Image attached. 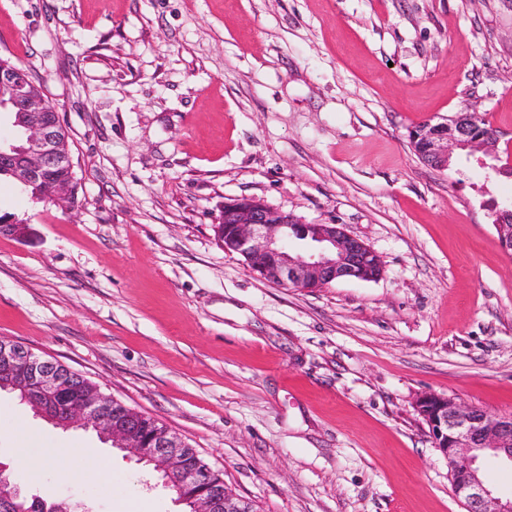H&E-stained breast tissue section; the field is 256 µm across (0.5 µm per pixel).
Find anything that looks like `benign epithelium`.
I'll return each mask as SVG.
<instances>
[{"instance_id": "7a95c632", "label": "benign epithelium", "mask_w": 512, "mask_h": 512, "mask_svg": "<svg viewBox=\"0 0 512 512\" xmlns=\"http://www.w3.org/2000/svg\"><path fill=\"white\" fill-rule=\"evenodd\" d=\"M30 75L23 69L0 67V98L8 94L13 113L24 121L19 146L0 145V166L26 186L43 190L44 200L69 211L75 196L71 186L51 180L59 167H73L70 153L59 146L61 127L54 104L35 95ZM478 113L467 107L454 116L413 130L411 144L427 165L445 171L470 150L494 160L491 170L512 168V151L499 156L500 134L475 136ZM224 250L246 259L261 279L295 288H325L341 279L376 281L383 272L378 256L340 224H302L288 212L256 199L224 205ZM304 241V252L290 251V238ZM19 393L20 400L63 429H92L112 441L139 463L156 465L166 486L196 489L189 512H246L245 500L230 493L224 482L205 476L192 464L186 443L171 430L146 437L138 423L117 400L82 382L65 364L44 358L21 343L0 336V392ZM435 448L448 463V478L466 512H512V498L495 495L481 475L477 461L492 455L512 463V414L499 415L470 407L436 393H424L415 402ZM0 484V512H19L24 500L19 487L7 478Z\"/></svg>"}]
</instances>
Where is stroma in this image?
<instances>
[{
    "label": "stroma",
    "instance_id": "1",
    "mask_svg": "<svg viewBox=\"0 0 512 512\" xmlns=\"http://www.w3.org/2000/svg\"><path fill=\"white\" fill-rule=\"evenodd\" d=\"M70 137L72 212L0 179V336L178 433L258 512H466L415 409L512 414V178L439 171L410 130L468 106L512 138V0H0V58ZM251 197L340 224L374 282L260 279L212 231ZM35 447L98 448L85 482L0 464L84 512H183L95 432L12 393Z\"/></svg>",
    "mask_w": 512,
    "mask_h": 512
}]
</instances>
